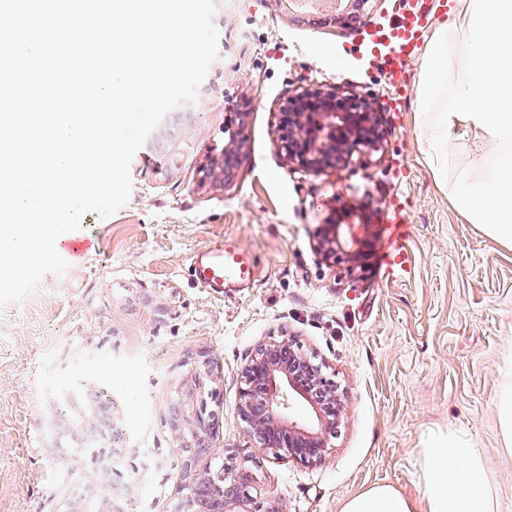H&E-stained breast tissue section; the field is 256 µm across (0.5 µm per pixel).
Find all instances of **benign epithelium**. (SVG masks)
<instances>
[{"label":"benign epithelium","instance_id":"obj_1","mask_svg":"<svg viewBox=\"0 0 512 512\" xmlns=\"http://www.w3.org/2000/svg\"><path fill=\"white\" fill-rule=\"evenodd\" d=\"M288 164L318 174L349 165L353 156L371 155L383 147V113L376 102L355 93L309 85L279 107L274 131ZM244 156V141L232 134L222 163L206 175L233 182ZM349 224H323L316 249L333 262L354 267L363 261ZM239 414L258 448L279 460L302 465L322 464L336 437L345 399L326 366L305 354L293 339L281 336L260 343L241 371ZM176 451L185 458L183 480L202 483L213 492L212 512H255L230 463L203 471L196 460L212 452L218 417L202 407L189 411L183 401L172 405Z\"/></svg>","mask_w":512,"mask_h":512}]
</instances>
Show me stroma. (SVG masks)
Instances as JSON below:
<instances>
[{
	"label": "stroma",
	"mask_w": 512,
	"mask_h": 512,
	"mask_svg": "<svg viewBox=\"0 0 512 512\" xmlns=\"http://www.w3.org/2000/svg\"><path fill=\"white\" fill-rule=\"evenodd\" d=\"M412 0H369L344 26L286 0H214L218 57L195 102L170 111L135 153L127 203L85 214L95 250L46 274L26 299L0 308V512H74L111 480V512H174L186 495L170 409L182 395L219 417L254 503L287 512H342L388 485L424 497L432 435L466 436L512 512V454L501 446L496 400L512 366V248L466 223L438 182L416 121L424 54L407 65L404 107L368 32ZM374 99L382 151L309 174L274 140L280 104L308 84ZM245 113V156L232 182L203 176L221 162L233 113ZM405 205L411 239L387 262L386 207ZM349 224L369 242L363 268L328 264L319 225ZM232 240L258 260L256 280L223 295L200 288L195 255ZM287 334L329 365L346 411L324 463L259 451L238 412L241 368L259 342ZM123 433L89 446L77 423L99 391Z\"/></svg>",
	"instance_id": "1"
}]
</instances>
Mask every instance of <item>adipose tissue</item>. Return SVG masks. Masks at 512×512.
I'll use <instances>...</instances> for the list:
<instances>
[{
	"mask_svg": "<svg viewBox=\"0 0 512 512\" xmlns=\"http://www.w3.org/2000/svg\"><path fill=\"white\" fill-rule=\"evenodd\" d=\"M440 24L419 75L417 124L454 209L486 237L512 247V0H456ZM464 127L479 173L449 175L454 127ZM498 152L482 160L486 144ZM424 512H502L501 491L482 457L459 436L434 438L422 469ZM343 512H417L388 486L370 488Z\"/></svg>",
	"mask_w": 512,
	"mask_h": 512,
	"instance_id": "obj_1",
	"label": "adipose tissue"
}]
</instances>
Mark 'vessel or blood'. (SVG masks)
Instances as JSON below:
<instances>
[{
  "label": "vessel or blood",
  "instance_id": "1",
  "mask_svg": "<svg viewBox=\"0 0 512 512\" xmlns=\"http://www.w3.org/2000/svg\"><path fill=\"white\" fill-rule=\"evenodd\" d=\"M431 11L432 0H416L412 11L400 17L388 29L374 33V45L389 42L395 46L394 54L387 61L393 75H400L405 59L418 50ZM390 224L393 228L391 253L399 256L410 236V226L401 207H393ZM194 273L200 287L220 294L230 286L252 284L256 261L245 249L227 242L199 252L194 260Z\"/></svg>",
  "mask_w": 512,
  "mask_h": 512
}]
</instances>
